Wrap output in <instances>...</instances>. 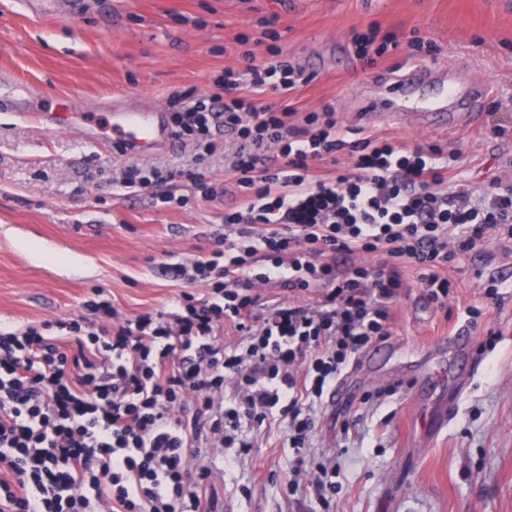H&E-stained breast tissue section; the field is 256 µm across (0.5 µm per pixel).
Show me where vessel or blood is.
<instances>
[{
	"label": "vessel or blood",
	"mask_w": 512,
	"mask_h": 512,
	"mask_svg": "<svg viewBox=\"0 0 512 512\" xmlns=\"http://www.w3.org/2000/svg\"><path fill=\"white\" fill-rule=\"evenodd\" d=\"M488 90L479 82L460 80L452 69L411 68L397 75L386 87L385 101L366 100L362 112L366 122L387 120L389 114L404 118L408 104H415L431 123L456 127L469 121L484 102ZM30 110L34 119L50 129L67 127L56 112L37 109L34 98L17 102L0 97V112ZM112 151L116 154H148L174 148L177 139L167 112L141 109L113 100Z\"/></svg>",
	"instance_id": "b4317fda"
}]
</instances>
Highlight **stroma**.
<instances>
[{"instance_id":"1","label":"stroma","mask_w":512,"mask_h":512,"mask_svg":"<svg viewBox=\"0 0 512 512\" xmlns=\"http://www.w3.org/2000/svg\"><path fill=\"white\" fill-rule=\"evenodd\" d=\"M75 12L43 18L0 6V70L43 92L40 108L93 114L102 140L81 142L31 117L0 112V321L39 322L83 313L103 290L128 317L163 309L185 288L173 266L211 252L225 232L224 212L238 192L221 153L202 164L219 188L210 202L184 180L137 193L113 189L131 166H193L191 146L150 156H115L103 101L130 96L137 106L173 104L214 92L224 67L246 53L268 56L258 39L278 32L290 61L313 80L292 96L302 112L336 105L341 126L366 125L365 99L383 98L404 69L455 67L482 82L489 97L473 124L441 129L414 118L372 133L408 146L461 154L460 177L483 187L512 175V0H82ZM378 22L397 49L367 65L354 55L352 28ZM432 46L412 54L411 38ZM187 206H178V197ZM456 291L447 309L432 304L414 270L380 357L357 354L349 393L313 412L308 448L284 440L272 419L244 456L211 452L216 512H512V239L492 236L448 268ZM502 283L487 298L490 280ZM481 315L467 322L464 312ZM500 332L496 347L437 435L429 425L465 365L448 351L449 332ZM348 434H341V427ZM337 464L327 501L312 489L289 492L294 470Z\"/></svg>"}]
</instances>
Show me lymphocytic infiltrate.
<instances>
[{
    "label": "lymphocytic infiltrate",
    "mask_w": 512,
    "mask_h": 512,
    "mask_svg": "<svg viewBox=\"0 0 512 512\" xmlns=\"http://www.w3.org/2000/svg\"><path fill=\"white\" fill-rule=\"evenodd\" d=\"M268 53L171 114L199 162L214 128L235 135L238 201L222 248L182 266L187 290L132 319L103 298L0 322V512H213L209 450L249 448L274 415L306 447L315 402L390 336L406 268L442 309L456 255L512 238V185L473 190L458 153L342 127L332 102L297 111L287 97L311 78ZM267 285L280 297L264 313Z\"/></svg>",
    "instance_id": "obj_1"
}]
</instances>
